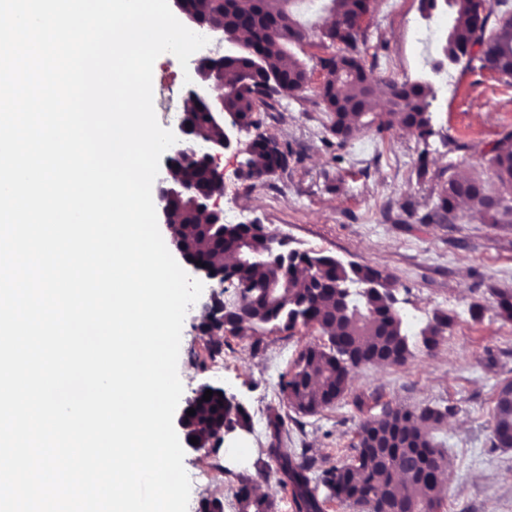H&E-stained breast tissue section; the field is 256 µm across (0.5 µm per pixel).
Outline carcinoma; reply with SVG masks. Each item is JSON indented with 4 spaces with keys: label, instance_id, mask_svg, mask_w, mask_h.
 <instances>
[{
    "label": "carcinoma",
    "instance_id": "1",
    "mask_svg": "<svg viewBox=\"0 0 512 512\" xmlns=\"http://www.w3.org/2000/svg\"><path fill=\"white\" fill-rule=\"evenodd\" d=\"M455 18L448 27L442 52L449 59H460L479 47L481 68L512 77V16L499 18L488 27L492 14L487 0H421L433 10L443 2ZM291 0H186L188 15L205 21L215 15L224 19V33L248 34L240 46L213 59L224 73H231L240 85L224 91L221 104H202L190 113L189 121L219 135L212 121L216 112L238 116L244 129L258 127L254 113L274 96L294 97L305 90L308 73L290 46L301 45L308 33L287 9ZM326 26L319 30V45L339 46L338 53L320 59L323 81L319 95L329 114L330 132L337 144L345 143L361 128L381 133L399 125L418 140L434 134L430 103L424 86L417 82L389 81L375 91L386 96L389 108L374 112L367 86L373 81L366 70L363 47L366 29L359 26L367 12L366 0H330ZM259 134L246 145L247 177L260 178L270 170L271 159ZM490 164L499 183L498 192L486 193L476 178H449L425 220H444L460 202L478 208L491 224H512V132L494 145ZM188 175L201 184L219 180L217 172L205 167H185ZM231 254L240 250L265 257L267 264L250 260L224 271L223 282L233 289L236 301L220 303L217 311L224 318V330L231 333L247 322L255 327L273 325L280 330L297 324L310 326L326 336L322 344H310L295 361L289 375L282 376L280 393L298 413L316 414L333 404L344 393L346 368L384 361L403 365L411 356L408 334L399 312L390 310L393 281L381 271L358 263L345 264L337 258L309 252H295L291 263L283 260L274 235L259 224H225L198 234L187 245L186 257L212 264L217 248ZM305 285L297 286L298 274ZM280 280L275 297L261 293L263 282ZM448 327V319L438 318L422 330L424 343L431 346ZM448 410L426 407L417 412L403 407H385L381 414L363 420L349 461L311 476L312 461L296 460L280 448H269L275 465H264L257 477L279 478L291 487L294 512H322L319 487L329 498L359 507L381 495L406 503L411 512H441L447 496L450 465L435 442ZM251 428L245 409L223 407L214 400L201 401L195 423L212 432L220 420ZM493 447L512 448V383L503 384L494 407ZM240 512H276L275 502L252 494V478L241 479L237 492Z\"/></svg>",
    "mask_w": 512,
    "mask_h": 512
}]
</instances>
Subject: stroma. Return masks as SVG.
I'll return each mask as SVG.
<instances>
[{
	"instance_id": "stroma-1",
	"label": "stroma",
	"mask_w": 512,
	"mask_h": 512,
	"mask_svg": "<svg viewBox=\"0 0 512 512\" xmlns=\"http://www.w3.org/2000/svg\"><path fill=\"white\" fill-rule=\"evenodd\" d=\"M453 19L446 10H422L420 0H371L366 66L376 80L425 86L434 130L428 143L396 127L381 134L364 129L337 145L318 94L319 60L335 49L305 44L296 54L310 75L307 90L297 98L273 97L258 114L260 133L287 148V169L248 180L235 150L219 158L225 223L261 224L292 248L391 275L412 355L402 366L356 369L338 401L304 415L282 399L279 382L320 333L267 325L204 337L194 329L204 303L231 295L203 290L182 328L183 392L204 382L224 387L250 413L252 428L226 440L222 477L192 483L188 512H198L205 498L222 500L224 512H239L241 476L255 474L275 442L269 416L282 421L281 447L313 458L321 471L349 460L359 423L387 404L449 407L436 434L452 472L443 512H512V448L492 445L496 393L512 381V321L499 315L495 296L512 291V225L490 224L465 204L450 221L424 220L449 178L479 177L497 191L488 160L495 141L512 131V84L477 63H453L441 54L438 41ZM182 72L170 53L153 67L154 110L170 130L183 106ZM476 304L483 307L477 319L471 315ZM443 315L449 327L436 346L425 348L422 329ZM214 348L224 358L220 375L207 359Z\"/></svg>"
}]
</instances>
